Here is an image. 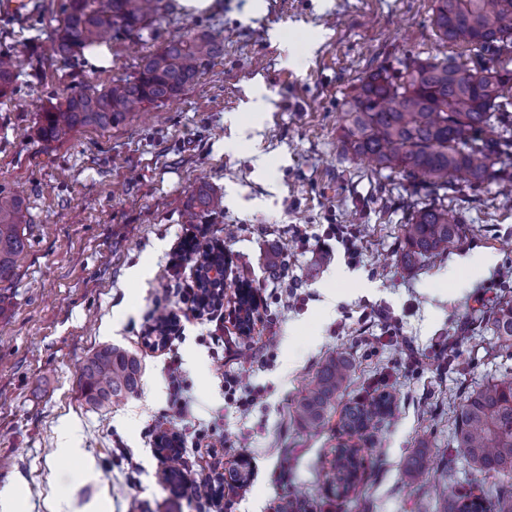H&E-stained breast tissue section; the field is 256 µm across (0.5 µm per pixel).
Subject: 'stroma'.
<instances>
[{"instance_id": "stroma-1", "label": "stroma", "mask_w": 512, "mask_h": 512, "mask_svg": "<svg viewBox=\"0 0 512 512\" xmlns=\"http://www.w3.org/2000/svg\"><path fill=\"white\" fill-rule=\"evenodd\" d=\"M40 3L39 23L0 18L1 51L19 42L42 50L20 67L15 94L0 98V190L21 194L29 207L27 247L0 313V490H17L20 512H164L174 496L155 444L162 429L182 440V467L195 484L211 474L206 444L219 448L222 466L241 462L251 473L217 505L183 494L179 512H275L294 488L310 512H442L429 486L404 485L399 471L421 451L431 471L449 462L459 485L474 479L448 445L455 401L503 371L482 314L512 291V281L499 280L512 266V203L495 185L461 187L448 207L469 226L467 240L405 270L400 226L425 188L372 171L338 140L343 105L372 69L407 54H460L430 26L434 0H215L199 14L176 6L143 37L104 38L106 69L79 55L53 57L63 0ZM189 28L220 31L224 57L178 98L105 130L39 138L43 106L135 75L142 57ZM258 88L268 106L253 141L237 145ZM202 185L223 208L185 223ZM331 224L358 229L356 263L338 242L330 258L320 257L316 244ZM214 242L229 258L224 300L204 310L184 298ZM479 253L492 263L454 291L446 272ZM273 254L285 257L301 305L277 303ZM139 264L149 274L135 282L128 272ZM242 283L259 296L247 336L229 319ZM160 304L181 322L153 349L143 338ZM373 307L396 317L395 335L378 322L364 327L360 316ZM451 334L463 341L446 357ZM108 343L137 350L143 373L137 396L98 410L85 402L79 368ZM409 344L420 358L413 369L404 363ZM339 352L354 362V379L330 420L307 432L294 422L293 404L321 361ZM173 358L182 375L176 389L164 373ZM382 391L394 395V413L374 430L343 433L340 410ZM249 392L253 403L238 409ZM176 399L185 418L172 408ZM66 429L82 459L59 453ZM343 444L361 448L364 469L355 491L338 497L325 474Z\"/></svg>"}]
</instances>
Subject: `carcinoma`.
I'll use <instances>...</instances> for the list:
<instances>
[{
  "label": "carcinoma",
  "instance_id": "carcinoma-1",
  "mask_svg": "<svg viewBox=\"0 0 512 512\" xmlns=\"http://www.w3.org/2000/svg\"><path fill=\"white\" fill-rule=\"evenodd\" d=\"M164 0H65L63 18L52 41L56 58L67 61L108 32L148 30L164 17ZM431 25L450 45H464L473 65L407 55L396 65H380L360 80L343 109L340 142L345 153L373 169L433 188V196L408 205L402 228L400 262L406 268L460 246L467 225L448 210V191L497 184L512 195V69L503 56L512 53V0H435ZM224 53V41L206 32H184L144 57L132 78L117 79L99 90L75 91L40 113L41 139L55 142L82 128L107 129L143 111L149 104L178 97ZM14 56L0 55V97L15 92ZM222 207L205 187L189 205L197 211ZM27 206L0 191V312L4 290L17 275L27 246ZM499 350L512 358V295H504L483 317ZM353 363L336 354L317 370L295 404L300 425L316 430L329 419L336 398L350 384ZM142 376L137 352L107 344L80 368L89 405L106 408L135 396ZM391 398L379 394L343 409L341 426L361 432L390 410ZM454 443L466 465L481 477L466 490L439 488L447 512H512V369L470 392L455 416ZM165 481L177 491L185 484L180 455L169 457ZM362 466L360 449H334L331 482L349 492ZM430 469L423 455L402 468L401 481L415 485Z\"/></svg>",
  "mask_w": 512,
  "mask_h": 512
}]
</instances>
